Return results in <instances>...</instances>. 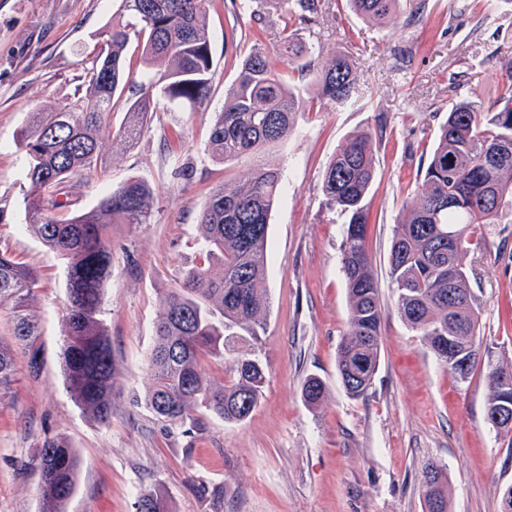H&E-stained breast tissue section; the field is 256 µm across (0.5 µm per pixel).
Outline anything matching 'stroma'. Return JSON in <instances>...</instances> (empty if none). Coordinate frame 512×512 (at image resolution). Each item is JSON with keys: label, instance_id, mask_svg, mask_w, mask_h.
<instances>
[{"label": "stroma", "instance_id": "35a3bbf8", "mask_svg": "<svg viewBox=\"0 0 512 512\" xmlns=\"http://www.w3.org/2000/svg\"><path fill=\"white\" fill-rule=\"evenodd\" d=\"M258 18L235 16L233 0H209L211 98L197 111L159 101L153 121L130 145L106 154L101 169L69 191L88 210L112 186L145 180L155 201L148 223L112 227V274L102 318L115 369L112 417L102 424L63 387L59 361L66 315L63 262L24 221L28 188L17 146L30 113L81 90L117 0H0V249L39 276L31 304L44 363L31 374L12 344L15 377L0 391V512H38L42 443L65 436L78 459L67 512H136L158 490L171 512H425L426 462L448 471L449 512H500L512 486V433L485 419V366L470 382L448 369L401 319L388 256L394 226L416 196L440 125L468 97L495 103L501 62L512 60V0H414L372 24L336 0L295 22L296 42L313 46L322 68L349 59L361 94L354 104L320 107L313 76L280 53L274 0H246ZM261 44L303 100L294 132L260 155L230 163L206 150L210 123L237 75L236 57ZM376 138V178L368 197V248L385 309L381 359L359 398L343 388L337 350L347 329L342 271L344 226L321 190L322 174L348 135ZM283 168L286 190L269 229L263 287L265 332L253 351L265 364L262 396L244 423L205 417L168 426L142 403L163 291L198 263L199 213L224 178L245 179L259 162ZM480 303V342L491 364L512 368V211L477 229L465 258ZM318 375L325 404L308 408L301 387Z\"/></svg>", "mask_w": 512, "mask_h": 512}]
</instances>
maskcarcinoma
Wrapping results in <instances>:
<instances>
[{"label": "carcinoma", "mask_w": 512, "mask_h": 512, "mask_svg": "<svg viewBox=\"0 0 512 512\" xmlns=\"http://www.w3.org/2000/svg\"><path fill=\"white\" fill-rule=\"evenodd\" d=\"M284 49L300 74L312 72L311 49L292 40L288 28L301 13L318 11L317 0H279ZM362 18L382 23L400 8V0H347ZM207 0H119L112 22L101 33L85 91L49 112H33L21 128L18 147L26 159L28 190L25 228L64 263L67 313L59 358L64 388L74 404L105 424L112 417L115 388L112 349L100 318L104 284L111 275L114 224L148 223L153 204L150 186L138 179L110 189L93 208L62 218L70 207V183L102 164L107 145L134 141L157 111L158 98L194 110L212 90ZM136 42L139 67L127 65V49ZM499 100L485 108L461 101L440 126L422 185L394 226L389 273L397 310L437 358L448 364L443 341L452 339L465 353L468 382L482 360L478 301L465 255L482 224H496L512 202V61ZM320 98L344 105L359 95L350 61L336 55L316 74ZM125 121L112 133L109 117L116 102ZM299 91L291 89L271 66L262 48L243 58L236 80L209 128L207 151L232 162L288 139L299 112ZM375 135L348 136L323 173L322 192L329 209L348 218L342 268L348 295V324L337 354L341 383L352 397L364 394L380 362L379 336L384 311L367 244L366 200L376 176ZM283 191V171L274 163L258 166L243 183L226 180L211 190L198 224L199 263L165 289L150 353V387L145 406L170 425L198 422L204 412L229 424L244 422L256 407L266 369L239 343H256L266 324L268 302L262 283L269 262L267 241L274 206ZM37 276L16 257L0 251V303L10 305L13 337L39 373V327L30 313ZM222 320L215 321V314ZM236 352L231 380L210 383L201 360ZM14 362L0 342V390L14 377ZM512 369L487 365V412L504 401L501 379ZM326 384L316 375L302 384L309 407L325 399ZM77 475V457L66 437L43 442L39 512H65ZM427 512H448V472L429 462L422 469ZM137 512H169L163 494L139 496Z\"/></svg>", "instance_id": "carcinoma-1"}]
</instances>
